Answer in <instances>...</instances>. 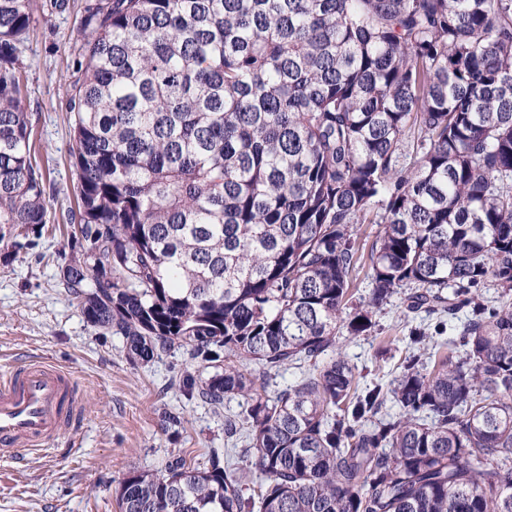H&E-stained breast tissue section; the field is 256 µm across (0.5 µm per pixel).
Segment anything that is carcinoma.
Here are the masks:
<instances>
[{"label":"carcinoma","mask_w":512,"mask_h":512,"mask_svg":"<svg viewBox=\"0 0 512 512\" xmlns=\"http://www.w3.org/2000/svg\"><path fill=\"white\" fill-rule=\"evenodd\" d=\"M0 0V244L51 224ZM68 91L78 211L59 285L134 362L246 401L231 441L133 471L118 512H512V0H93ZM378 224L354 303L357 225ZM396 294L389 384L336 351ZM304 369L270 390L273 376ZM400 409L383 415L386 403ZM251 475L256 497L245 501Z\"/></svg>","instance_id":"carcinoma-1"}]
</instances>
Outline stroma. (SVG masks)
I'll return each mask as SVG.
<instances>
[{
  "mask_svg": "<svg viewBox=\"0 0 512 512\" xmlns=\"http://www.w3.org/2000/svg\"><path fill=\"white\" fill-rule=\"evenodd\" d=\"M43 2L32 0L23 94L37 161L49 174L50 210L63 224L77 206L67 90L88 0H70L61 14L43 11ZM64 243L61 235L45 237L38 253L0 260V367L41 360L67 369L76 378L84 415L50 450L0 459V512H118L115 489L128 472H157L171 455L197 461L208 449L225 447L224 422L240 409L234 400L216 411L183 394L179 380L191 368L186 354L136 365L122 337L88 326L57 284ZM376 321L378 333L344 332L338 340L342 355L370 380L391 374L408 325L436 323L406 311L399 297ZM168 414L178 424H165Z\"/></svg>",
  "mask_w": 512,
  "mask_h": 512,
  "instance_id": "35a3bbf8",
  "label": "stroma"
}]
</instances>
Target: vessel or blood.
<instances>
[{
  "mask_svg": "<svg viewBox=\"0 0 512 512\" xmlns=\"http://www.w3.org/2000/svg\"><path fill=\"white\" fill-rule=\"evenodd\" d=\"M81 412L74 380L59 366L30 360L0 374V457L45 447Z\"/></svg>",
  "mask_w": 512,
  "mask_h": 512,
  "instance_id": "b4317fda",
  "label": "vessel or blood"
}]
</instances>
